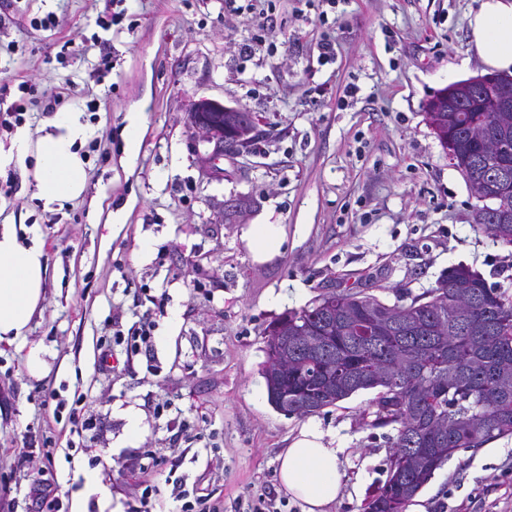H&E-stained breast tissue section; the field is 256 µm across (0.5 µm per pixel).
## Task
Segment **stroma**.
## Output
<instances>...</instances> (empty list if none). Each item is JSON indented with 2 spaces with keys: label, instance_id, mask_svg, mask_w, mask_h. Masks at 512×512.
Returning a JSON list of instances; mask_svg holds the SVG:
<instances>
[{
  "label": "stroma",
  "instance_id": "stroma-1",
  "mask_svg": "<svg viewBox=\"0 0 512 512\" xmlns=\"http://www.w3.org/2000/svg\"><path fill=\"white\" fill-rule=\"evenodd\" d=\"M472 6L0 0V79L20 69L41 90L73 81L67 109L88 130L78 199L45 205L30 165L8 168L12 193L0 194V225H24L48 258L25 338L0 344V508L35 512L29 479L49 453L61 512H132L149 485L155 504L196 490L224 512H302L277 469L308 424L346 448L331 512H361L386 478L391 428L364 418L369 391L306 416L276 410L262 375L268 330L328 292L367 288L391 303L458 265L512 293V247L476 223L479 201L426 114L439 90L481 73ZM115 13L119 23L97 25ZM49 14L57 28L39 27ZM200 97L254 113L263 137L208 161L186 112ZM256 224L284 229L262 258L244 240ZM161 295L152 348L102 369L113 321L137 326ZM32 346L48 352L39 379L26 370ZM129 408L142 417L133 444ZM406 512H512V438L457 451Z\"/></svg>",
  "mask_w": 512,
  "mask_h": 512
}]
</instances>
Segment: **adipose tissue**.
Here are the masks:
<instances>
[{"label": "adipose tissue", "mask_w": 512, "mask_h": 512, "mask_svg": "<svg viewBox=\"0 0 512 512\" xmlns=\"http://www.w3.org/2000/svg\"><path fill=\"white\" fill-rule=\"evenodd\" d=\"M468 15L471 49L483 69L512 74V0H475ZM47 133L30 143L17 132L7 149H0V170L24 165L34 157L38 195L45 204H61L85 188L84 160L75 145L86 128L71 113H56ZM47 256L39 243L19 239L13 225L0 226V343L22 340L44 300ZM326 433L302 426L278 457L282 489L303 504V512H329L345 485L341 458Z\"/></svg>", "instance_id": "1"}]
</instances>
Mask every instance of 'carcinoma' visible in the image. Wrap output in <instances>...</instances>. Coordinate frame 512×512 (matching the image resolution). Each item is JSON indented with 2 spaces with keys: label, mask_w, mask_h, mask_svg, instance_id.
Wrapping results in <instances>:
<instances>
[{
  "label": "carcinoma",
  "mask_w": 512,
  "mask_h": 512,
  "mask_svg": "<svg viewBox=\"0 0 512 512\" xmlns=\"http://www.w3.org/2000/svg\"><path fill=\"white\" fill-rule=\"evenodd\" d=\"M456 149L466 182L497 186L484 228L512 246V112L474 93L459 112L432 116ZM290 367L266 380L288 392L289 414L309 415L374 390L372 427H390L388 474L362 512H405L461 448L512 436V294L454 268L438 287L392 304L343 290L280 318Z\"/></svg>",
  "instance_id": "carcinoma-1"
}]
</instances>
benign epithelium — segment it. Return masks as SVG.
<instances>
[{
  "label": "benign epithelium",
  "instance_id": "7a95c632",
  "mask_svg": "<svg viewBox=\"0 0 512 512\" xmlns=\"http://www.w3.org/2000/svg\"><path fill=\"white\" fill-rule=\"evenodd\" d=\"M468 88H482L503 102L512 100V77L487 75L453 83L443 88L427 105L429 112H446L460 92ZM241 108L228 106L223 102L201 97L191 99L187 104L189 121L198 138L214 144L212 156L226 152L240 153L247 150L259 135L257 119L253 115H241L233 128L224 125V114L239 112Z\"/></svg>",
  "mask_w": 512,
  "mask_h": 512
}]
</instances>
